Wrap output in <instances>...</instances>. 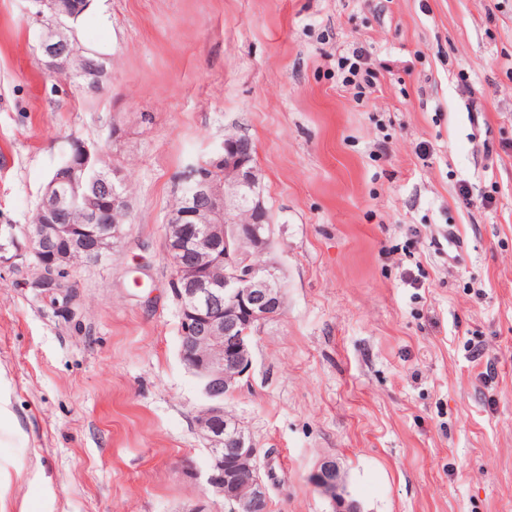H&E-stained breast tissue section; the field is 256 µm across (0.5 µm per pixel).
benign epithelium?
Segmentation results:
<instances>
[{
    "mask_svg": "<svg viewBox=\"0 0 512 512\" xmlns=\"http://www.w3.org/2000/svg\"><path fill=\"white\" fill-rule=\"evenodd\" d=\"M32 4L38 20L46 9L68 19L76 17L64 0H32ZM39 47L45 70L57 74L68 45L47 34ZM252 150L248 138L228 135L204 168L193 167L182 175L181 181L190 184L193 199L202 207L170 214L166 232L174 281L183 285V339L201 346L188 367L200 378L206 399L204 412L196 419L198 435L213 449L206 484L215 498L233 502L234 512H253L268 501L269 492L260 472L258 448L224 408V391L247 374L252 364L250 337L265 321L281 314L285 300L278 268L251 262V254L264 255L271 247L260 179L250 163ZM81 153L80 165L47 183L40 199L47 219L35 231L20 233L7 224L0 226V234L9 232L13 237V252L6 245L0 247V262L36 263L40 275L34 287L50 297L74 292L72 287H61L58 276L60 264L69 261L73 252L81 251L93 260L110 251L124 231L123 224L109 218L117 208L127 209L122 194H112V204L90 212L82 228L51 220L58 213V184L68 186L73 201L79 199L85 171L97 150L84 144ZM221 171L222 182L213 178ZM186 252L197 258L196 263L183 262L181 254ZM219 252L224 257L222 281L208 276L206 268ZM337 473L336 462L327 459L315 473V483L331 497L336 512H357V505L339 493Z\"/></svg>",
    "mask_w": 512,
    "mask_h": 512,
    "instance_id": "1",
    "label": "benign epithelium"
}]
</instances>
